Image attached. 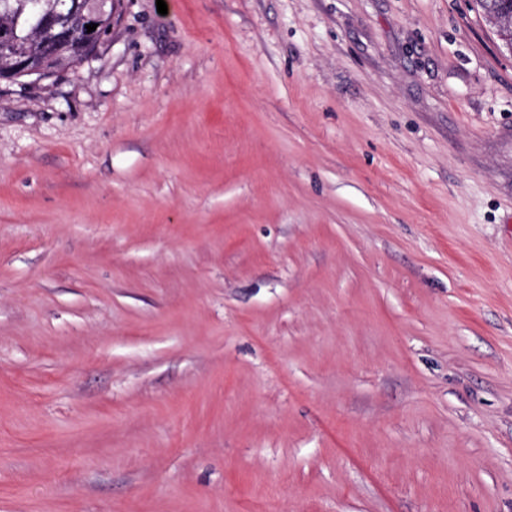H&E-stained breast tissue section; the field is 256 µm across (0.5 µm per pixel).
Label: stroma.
Returning a JSON list of instances; mask_svg holds the SVG:
<instances>
[{
	"label": "stroma",
	"mask_w": 512,
	"mask_h": 512,
	"mask_svg": "<svg viewBox=\"0 0 512 512\" xmlns=\"http://www.w3.org/2000/svg\"><path fill=\"white\" fill-rule=\"evenodd\" d=\"M165 2L0 80V512H512V53Z\"/></svg>",
	"instance_id": "35a3bbf8"
}]
</instances>
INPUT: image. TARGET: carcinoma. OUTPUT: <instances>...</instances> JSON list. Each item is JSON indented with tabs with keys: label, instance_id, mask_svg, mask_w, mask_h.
Wrapping results in <instances>:
<instances>
[{
	"label": "carcinoma",
	"instance_id": "obj_1",
	"mask_svg": "<svg viewBox=\"0 0 512 512\" xmlns=\"http://www.w3.org/2000/svg\"><path fill=\"white\" fill-rule=\"evenodd\" d=\"M91 10L90 0H66L64 4L61 0H43V13L57 15L73 33L70 43L48 56L44 49L42 16L31 13L25 0H0V26L6 24L12 31L9 41L0 42V78L20 79L16 66L21 60L37 77L43 70L52 76L73 66L84 50L78 37L82 19Z\"/></svg>",
	"mask_w": 512,
	"mask_h": 512
}]
</instances>
